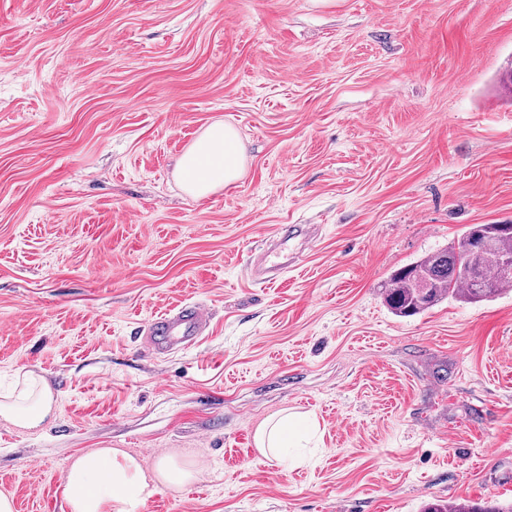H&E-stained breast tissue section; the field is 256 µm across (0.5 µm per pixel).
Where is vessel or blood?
<instances>
[{
	"label": "vessel or blood",
	"mask_w": 512,
	"mask_h": 512,
	"mask_svg": "<svg viewBox=\"0 0 512 512\" xmlns=\"http://www.w3.org/2000/svg\"><path fill=\"white\" fill-rule=\"evenodd\" d=\"M294 258L276 247L256 249L249 265L250 277L261 283L273 282L288 271ZM210 321L208 309L193 304L166 312L149 325L145 336L146 346L158 354H167L195 343L206 332Z\"/></svg>",
	"instance_id": "obj_1"
}]
</instances>
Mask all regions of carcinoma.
<instances>
[{"mask_svg": "<svg viewBox=\"0 0 512 512\" xmlns=\"http://www.w3.org/2000/svg\"><path fill=\"white\" fill-rule=\"evenodd\" d=\"M478 238L482 246L471 247ZM512 257V225L473 224L455 245L394 271L382 285L387 308L397 317L419 315L452 297L467 303L487 301L512 285L502 268ZM422 512H512V502L490 504L435 499Z\"/></svg>", "mask_w": 512, "mask_h": 512, "instance_id": "cac0c4a2", "label": "carcinoma"}]
</instances>
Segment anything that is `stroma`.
<instances>
[{"mask_svg": "<svg viewBox=\"0 0 512 512\" xmlns=\"http://www.w3.org/2000/svg\"><path fill=\"white\" fill-rule=\"evenodd\" d=\"M512 0H0V493L64 512L94 448L197 477L141 512H421L512 498V290L409 318L380 287L472 224H512ZM240 180L185 190L177 159L214 121ZM285 224L296 265L247 266ZM186 303L196 346L149 352ZM318 432L265 460L282 411ZM209 321L208 309L200 304L166 312L151 321L145 344L157 354L185 349L203 336ZM52 409L53 395L48 384L32 371L21 374L13 392L0 395V418L21 430L39 428Z\"/></svg>", "mask_w": 512, "mask_h": 512, "instance_id": "stroma-1", "label": "stroma"}]
</instances>
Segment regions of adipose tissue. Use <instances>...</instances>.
Here are the masks:
<instances>
[{"instance_id":"adipose-tissue-1","label":"adipose tissue","mask_w":512,"mask_h":512,"mask_svg":"<svg viewBox=\"0 0 512 512\" xmlns=\"http://www.w3.org/2000/svg\"><path fill=\"white\" fill-rule=\"evenodd\" d=\"M244 155L237 131L217 121L209 125L182 155L178 170L190 194L203 198L237 182ZM53 395L44 378L22 374L17 388L0 395V419L21 430L39 428L51 415ZM304 433L299 416L278 414L255 432L263 458L279 459ZM195 471L167 462L145 469L140 460L117 448H95L76 457L66 468L62 497L68 512H136L165 485L195 479Z\"/></svg>"}]
</instances>
